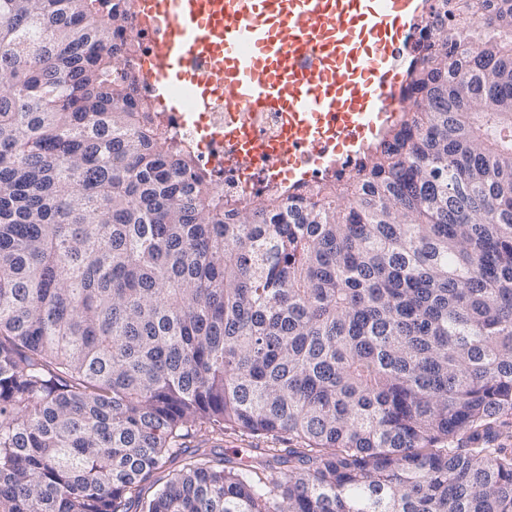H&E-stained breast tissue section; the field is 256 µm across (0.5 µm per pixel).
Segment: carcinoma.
<instances>
[{
    "mask_svg": "<svg viewBox=\"0 0 512 512\" xmlns=\"http://www.w3.org/2000/svg\"><path fill=\"white\" fill-rule=\"evenodd\" d=\"M131 17L0 0V512H512V0H428L411 109L240 203ZM266 439H256L239 433L224 432V441L209 442L208 447L218 457H224V465L236 467L238 464H248L253 457L259 454L260 450L255 448H288V442L284 440L276 447Z\"/></svg>",
    "mask_w": 512,
    "mask_h": 512,
    "instance_id": "obj_1",
    "label": "carcinoma"
}]
</instances>
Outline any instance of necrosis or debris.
<instances>
[{"label": "necrosis or debris", "instance_id": "necrosis-or-debris-1", "mask_svg": "<svg viewBox=\"0 0 512 512\" xmlns=\"http://www.w3.org/2000/svg\"><path fill=\"white\" fill-rule=\"evenodd\" d=\"M235 120L270 140L278 139L288 126V115L284 112L226 111L220 93L212 96L203 112L161 110L156 114L161 131L191 152L197 165L214 176L225 196L244 199L287 187L288 172L279 162L259 163L250 168L239 163L236 144L224 137L225 127Z\"/></svg>", "mask_w": 512, "mask_h": 512}]
</instances>
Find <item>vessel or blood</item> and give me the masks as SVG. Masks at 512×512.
<instances>
[{
  "label": "vessel or blood",
  "mask_w": 512,
  "mask_h": 512,
  "mask_svg": "<svg viewBox=\"0 0 512 512\" xmlns=\"http://www.w3.org/2000/svg\"><path fill=\"white\" fill-rule=\"evenodd\" d=\"M425 0H141L144 23L165 20L148 81L183 79L200 105L210 88L232 112H288V134L267 144L244 135L241 163L274 155L317 165L312 132L333 122L346 153L400 95L408 34ZM203 58L207 67L194 68Z\"/></svg>",
  "instance_id": "1"
}]
</instances>
